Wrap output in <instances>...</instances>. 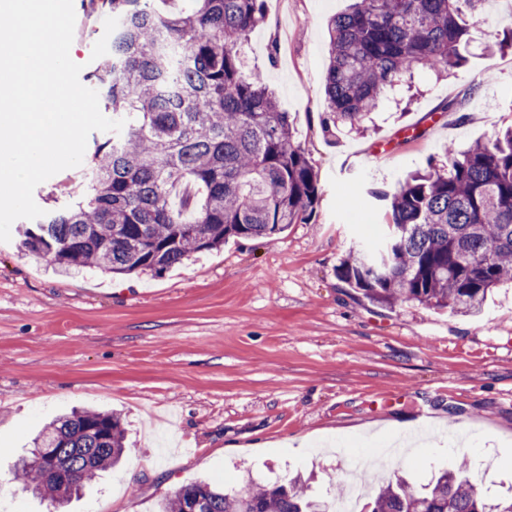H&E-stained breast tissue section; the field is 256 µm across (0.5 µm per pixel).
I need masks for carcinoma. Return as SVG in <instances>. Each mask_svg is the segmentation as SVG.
Here are the masks:
<instances>
[{
  "instance_id": "carcinoma-1",
  "label": "carcinoma",
  "mask_w": 512,
  "mask_h": 512,
  "mask_svg": "<svg viewBox=\"0 0 512 512\" xmlns=\"http://www.w3.org/2000/svg\"><path fill=\"white\" fill-rule=\"evenodd\" d=\"M154 0H89L112 17L110 52L89 87L125 125L95 145L82 170L84 198L21 230L20 247L57 271L161 275L191 253L230 238H271L309 224L321 190L293 120L260 79L243 71L242 50L265 20L264 0H196L188 14L161 15ZM486 0H354L331 19L324 130H368L371 114L415 71L439 76L467 62L469 27ZM186 193L175 210L170 195ZM385 242L353 250L340 279L370 302L476 315L488 294L512 282V124L463 151L444 150L428 170L392 190L376 187ZM44 448L50 469L35 465ZM124 452L117 415L75 411L44 428L16 477L62 503ZM330 512L301 479L241 493L207 482L180 487L158 512ZM371 512H512V498L487 501L469 464L438 472L421 491L397 476Z\"/></svg>"
}]
</instances>
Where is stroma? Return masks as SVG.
<instances>
[{"instance_id":"1","label":"stroma","mask_w":512,"mask_h":512,"mask_svg":"<svg viewBox=\"0 0 512 512\" xmlns=\"http://www.w3.org/2000/svg\"><path fill=\"white\" fill-rule=\"evenodd\" d=\"M248 74L294 121L321 188L308 224L191 254L164 275L57 274L0 242V512H55L13 474L37 433L75 408L119 414L125 454L65 512H157L199 478L240 487L312 476L329 499L352 456L426 485L467 459L489 498L512 494V286L481 314L414 302L385 308L337 268L383 229L368 190L426 170L512 123V0H487L468 62L416 73L411 105L387 99L365 135L325 133L329 20L350 0H264ZM107 16L77 14L72 51L92 70L111 44ZM80 168L38 185L41 208L77 200Z\"/></svg>"}]
</instances>
